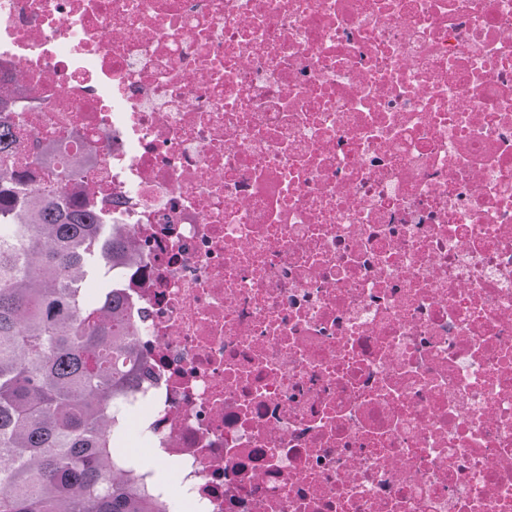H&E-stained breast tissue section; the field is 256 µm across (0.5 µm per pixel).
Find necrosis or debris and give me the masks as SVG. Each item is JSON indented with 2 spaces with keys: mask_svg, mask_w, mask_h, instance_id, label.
Returning <instances> with one entry per match:
<instances>
[{
  "mask_svg": "<svg viewBox=\"0 0 512 512\" xmlns=\"http://www.w3.org/2000/svg\"><path fill=\"white\" fill-rule=\"evenodd\" d=\"M4 92L130 239L165 512H512V0H0Z\"/></svg>",
  "mask_w": 512,
  "mask_h": 512,
  "instance_id": "1",
  "label": "necrosis or debris"
}]
</instances>
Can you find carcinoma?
<instances>
[{"label":"carcinoma","instance_id":"carcinoma-1","mask_svg":"<svg viewBox=\"0 0 512 512\" xmlns=\"http://www.w3.org/2000/svg\"><path fill=\"white\" fill-rule=\"evenodd\" d=\"M12 154L0 136V512H162L121 473L112 414L142 371L112 288L127 235Z\"/></svg>","mask_w":512,"mask_h":512}]
</instances>
